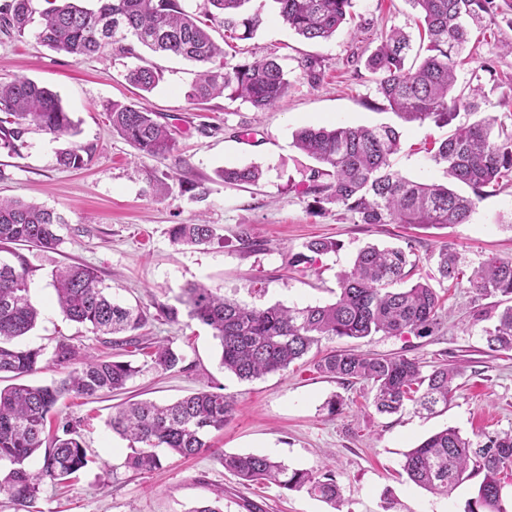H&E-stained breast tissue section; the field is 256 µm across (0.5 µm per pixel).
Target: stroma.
Returning <instances> with one entry per match:
<instances>
[{
	"label": "stroma",
	"instance_id": "obj_1",
	"mask_svg": "<svg viewBox=\"0 0 512 512\" xmlns=\"http://www.w3.org/2000/svg\"><path fill=\"white\" fill-rule=\"evenodd\" d=\"M497 3L499 9L488 22L492 38L484 41L478 59L458 66L455 85L459 92L482 85L487 115L501 114L512 103V53L506 50L512 42V0ZM354 14L336 36L312 42L268 10L252 37L234 41L229 50L234 62L275 57L287 72V94L265 111L224 96L189 99L199 66L176 56L139 46L131 55L109 49L77 61L41 45L36 27L21 36L0 33V82L25 76L56 92L80 130L74 140H56L32 125L20 154L0 151V198L35 202L65 218L56 251L22 245L0 251L2 261L28 265L31 294L41 309L25 344L50 351L58 337L76 336L92 354L109 352L92 333L60 314L50 282L53 269L62 264L94 268L115 301L149 312L157 303L175 304L190 283L259 308L278 302L323 305L336 298L338 272L349 269L369 244L411 247L421 259L416 274L421 281L435 276L429 257L446 243L457 248L467 266L512 256V184L478 202L468 223L448 227L356 224L343 208L317 210L312 198L298 191L313 161L295 147L297 129L392 120L390 113L373 107L378 96L364 61L382 30L412 27L414 11L409 0H355ZM310 60L320 74L315 84L305 67ZM147 64L160 69L163 80L144 94L125 75ZM139 100L173 133L177 147L167 158L139 155L112 130L107 105ZM399 131L400 149L391 158L394 169L415 181L445 182L443 166L419 147L446 138L450 127L411 123ZM73 143L91 150L84 168L65 169L57 163L58 152ZM250 164L264 171L259 185H228L217 175L218 169ZM154 178L166 180V195L154 194ZM194 183L203 185L204 194L191 191ZM200 221L211 225V242L172 243L173 225ZM243 225L250 227L259 250L240 248L236 235ZM323 238L338 241L339 250L317 256L311 264L290 266V258L304 252L307 242ZM439 293L442 320L431 335L379 334L357 344L349 338L322 344L326 350L356 344L377 354L403 352L427 365L464 363L456 400L428 417L409 410L377 414L369 387L318 374L310 355L287 371L238 380L221 368L220 347L207 327L185 315L176 325L148 320L143 335L172 340L186 355L188 370L146 369L123 395L61 399L57 412L81 419L82 438L94 461L70 487L44 483L35 512H192L219 494L224 512H247L249 501L263 512H383L387 495L395 512H465L480 476L441 496L410 481L402 465L406 453L444 428L471 438L512 428V351L488 348L483 323L469 316L474 295L467 286H443ZM205 384L222 388L237 402L234 418L213 434L211 449L190 458L165 456L162 469L150 475L127 472L126 443L105 425L113 405L124 398L174 401ZM333 398L343 402L334 415L327 408ZM222 452L269 455L292 469L331 468L342 499L334 507L273 484H242L219 463Z\"/></svg>",
	"mask_w": 512,
	"mask_h": 512
}]
</instances>
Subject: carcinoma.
Segmentation results:
<instances>
[{"label": "carcinoma", "instance_id": "carcinoma-1", "mask_svg": "<svg viewBox=\"0 0 512 512\" xmlns=\"http://www.w3.org/2000/svg\"><path fill=\"white\" fill-rule=\"evenodd\" d=\"M220 15L227 39L247 38L262 23L270 7L283 23L308 40H327L352 19L354 0H207ZM421 16L420 61L407 64L409 34L392 29L367 57L365 67L374 76L383 109L401 123L447 126L460 111L479 112L476 99L482 87L468 95L454 94L456 68L473 40V26L495 14L496 0H410ZM34 20L32 0H10L0 7V32L23 35ZM39 40L50 49L80 59L108 45L134 54V44L153 52L183 57L208 65L197 74L188 97L207 100L227 95L257 109L274 107L288 91L287 74L266 57L231 63L208 31V25L182 8L180 0H96L87 8L78 0H59L43 10ZM162 79L147 67L129 71L128 80L150 91ZM112 131L143 155L162 159L175 150L168 128L153 112L135 103L107 105ZM512 113L483 116L458 127L447 138L431 143L426 152L446 166L448 178L468 187L466 196L443 184L410 180L392 169L391 156L400 133L393 124L379 126L304 127L295 144L316 166L308 169L303 193L323 211L341 206L355 224H413L423 227L465 224L477 201L500 182L512 180V131L506 121ZM34 124L55 139L79 134L56 93L21 76L0 83V151L16 153L26 125ZM91 158L90 149L74 144L60 151L64 168L79 169ZM224 182L256 185L263 172L256 166L220 170ZM64 217L19 199L0 198V248L22 244L54 250ZM173 243L202 245L213 238L208 224H176ZM440 281H467L476 298L502 296L510 305L494 315L473 308L475 322L496 318L484 329L489 349L512 351V257H490L466 271L456 249L448 244L434 255ZM415 262L401 248H361L348 271L337 275L336 300L303 308L280 303L257 308L241 304L201 285L192 284L177 298L190 319L212 330L221 348L220 366L241 381L260 379L287 370L324 339H366L377 333L392 336H429L439 325L441 297L427 283L404 286ZM52 287L63 318L82 324L96 336H113V343L142 349L138 334L147 323L144 311L123 306L105 292L94 269L66 265L52 271ZM176 306L159 304L154 318L179 323ZM40 310L33 302L29 269L0 262V373L21 378L37 371L43 348L20 343L32 331ZM146 365L165 372L188 369L186 357L168 340L155 341ZM52 362L65 377L49 385L12 384L0 388V494L19 512H29L45 479L66 485L88 465L78 420L64 417L55 433L45 438L50 413L65 395L93 397L120 393L142 367L85 351L69 338L57 342ZM315 370L349 384L366 383L374 392L372 406L380 414H394L412 405L418 414L432 415L454 400L462 368L441 363L424 370L422 362L405 354L379 355L358 348L332 349L314 363ZM235 400L202 387L167 404L127 400L114 407L106 420L109 429L127 441L125 468L152 472L162 457L198 455L210 448L209 437L224 429L234 416ZM43 452V464L34 471L28 462ZM223 468L247 484H274L287 491L305 492L331 505L341 491L331 470L289 469L265 455L222 454ZM403 470L416 485L435 494H447L467 476L483 474L475 507L469 512H507L502 505L504 484L512 477V430L466 437L447 427L405 455Z\"/></svg>", "mask_w": 512, "mask_h": 512}]
</instances>
